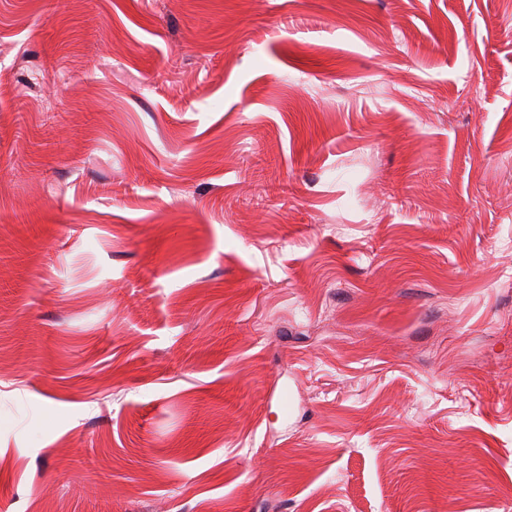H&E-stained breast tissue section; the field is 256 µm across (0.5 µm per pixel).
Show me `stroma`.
Masks as SVG:
<instances>
[{
    "instance_id": "obj_1",
    "label": "stroma",
    "mask_w": 512,
    "mask_h": 512,
    "mask_svg": "<svg viewBox=\"0 0 512 512\" xmlns=\"http://www.w3.org/2000/svg\"><path fill=\"white\" fill-rule=\"evenodd\" d=\"M0 82V512H512V0H0Z\"/></svg>"
}]
</instances>
